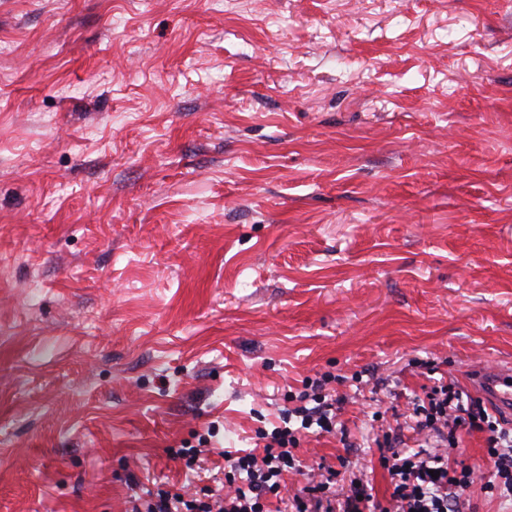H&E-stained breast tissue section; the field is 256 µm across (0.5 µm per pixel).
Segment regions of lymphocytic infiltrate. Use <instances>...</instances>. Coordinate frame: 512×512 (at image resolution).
I'll return each instance as SVG.
<instances>
[{"label":"lymphocytic infiltrate","mask_w":512,"mask_h":512,"mask_svg":"<svg viewBox=\"0 0 512 512\" xmlns=\"http://www.w3.org/2000/svg\"><path fill=\"white\" fill-rule=\"evenodd\" d=\"M326 384L323 377L304 380L281 426L260 431L262 453L228 455L222 490L205 488L192 495L178 488L136 495L128 512H470L467 492L474 486L512 502V427L499 426L484 409L464 407L462 391L452 382L427 388L413 399L408 422L374 437V444L386 451L381 461L392 486L389 499L377 500L362 473L350 477L345 492L336 493V465L325 459L297 493L284 497L286 476L302 470L296 454L302 436L347 432L338 423L340 400L327 392ZM463 429L484 433L493 465L489 479L458 461ZM410 433L420 451H407Z\"/></svg>","instance_id":"lymphocytic-infiltrate-1"}]
</instances>
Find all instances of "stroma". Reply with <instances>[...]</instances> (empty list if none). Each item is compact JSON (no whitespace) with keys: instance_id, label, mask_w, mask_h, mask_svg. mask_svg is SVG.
<instances>
[{"instance_id":"1","label":"stroma","mask_w":512,"mask_h":512,"mask_svg":"<svg viewBox=\"0 0 512 512\" xmlns=\"http://www.w3.org/2000/svg\"><path fill=\"white\" fill-rule=\"evenodd\" d=\"M501 359L512 0H0V512L221 487L324 374L382 499L374 414Z\"/></svg>"}]
</instances>
